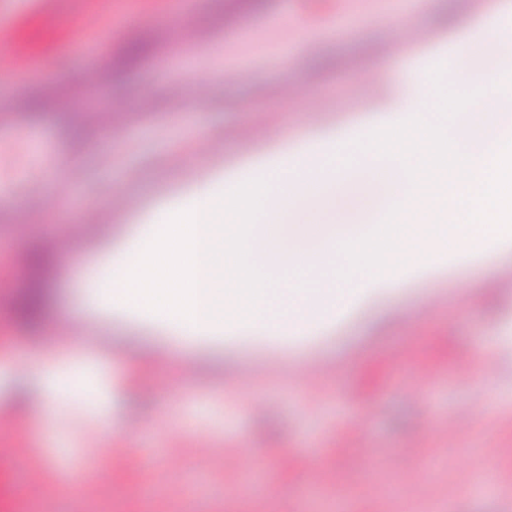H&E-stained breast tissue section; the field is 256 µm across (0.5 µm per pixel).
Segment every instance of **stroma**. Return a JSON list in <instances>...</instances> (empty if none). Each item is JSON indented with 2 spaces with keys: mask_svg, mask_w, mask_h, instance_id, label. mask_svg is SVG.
<instances>
[{
  "mask_svg": "<svg viewBox=\"0 0 512 512\" xmlns=\"http://www.w3.org/2000/svg\"><path fill=\"white\" fill-rule=\"evenodd\" d=\"M169 0L146 23L152 50L122 79L86 85L83 58L50 59L41 78L25 83L0 72V359L18 372L0 376V410L15 414L28 451L0 458L7 494L28 512H512V291L486 301L502 273L512 272V250L463 265L451 255L439 268L407 273L396 290H371L344 321L322 335L267 347L251 334L220 337L221 356L207 382L191 372L195 345L174 343L160 320L124 310L87 316L84 339L48 329L19 327L9 308L28 284L13 258L38 241L70 236L74 214L95 209L98 235L73 238L44 282L46 321L72 320L88 297L81 265H94L104 242L156 223L150 207L191 185L201 173L231 177L251 160L275 165L273 145L326 149L328 133L356 138L389 126L418 62L441 65L461 30L483 37L481 57L500 0ZM266 23L253 37L252 22ZM425 26L426 45H392L393 25ZM197 26L205 44L183 56L168 53L180 27ZM132 27L103 22L95 34L75 28V43L99 41L98 59L135 35ZM251 77L229 84L224 69ZM208 72L204 109L193 106L189 71ZM69 99L33 117L25 97L52 94L56 82ZM298 93L281 95L284 84ZM94 96L126 109L129 122L85 124L71 104ZM268 115L265 136L246 142L238 130L254 113ZM219 140L214 154L196 151L199 138ZM393 162L379 158L370 173L353 171L333 197L288 213L296 223L310 213L347 227L377 220L391 189ZM126 206L112 207L113 193ZM90 354L86 373L62 376L69 405L54 426L40 417L39 399L19 403L15 388L34 372L35 354ZM258 374L240 380L242 371ZM109 388L112 432L95 457L82 452L98 419L97 402ZM266 404L259 422L245 406ZM464 421L445 439L449 418ZM208 438L217 455L201 457ZM180 447L182 481L168 476L169 448ZM336 480L315 488L312 467ZM40 469L39 490L28 484ZM491 479V490L470 491L463 471Z\"/></svg>",
  "mask_w": 512,
  "mask_h": 512,
  "instance_id": "obj_1",
  "label": "stroma"
}]
</instances>
